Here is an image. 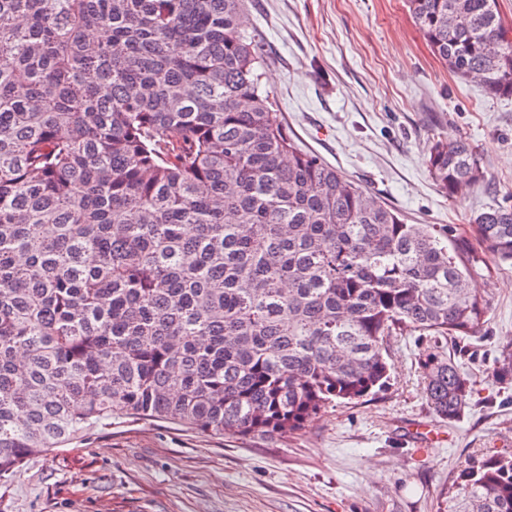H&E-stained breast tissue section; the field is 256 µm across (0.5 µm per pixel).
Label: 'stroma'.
<instances>
[{
	"instance_id": "stroma-1",
	"label": "stroma",
	"mask_w": 512,
	"mask_h": 512,
	"mask_svg": "<svg viewBox=\"0 0 512 512\" xmlns=\"http://www.w3.org/2000/svg\"><path fill=\"white\" fill-rule=\"evenodd\" d=\"M246 15L263 46L261 87L289 134L407 223L462 231L473 212L512 199V97L451 75L405 0H246ZM439 134L474 146L490 187L439 193L427 166ZM486 263L476 282L492 313L460 360L474 389L460 420L438 421L427 405L425 341L389 336L386 387L302 431L222 437L116 419L0 482V512H444L464 464L512 452V381L492 375L512 344V262ZM420 425L445 442L418 453Z\"/></svg>"
}]
</instances>
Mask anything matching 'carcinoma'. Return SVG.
Segmentation results:
<instances>
[{
  "mask_svg": "<svg viewBox=\"0 0 512 512\" xmlns=\"http://www.w3.org/2000/svg\"><path fill=\"white\" fill-rule=\"evenodd\" d=\"M242 2L0 0V481L114 419L297 433L386 386L394 332L429 342L435 417L463 416L512 203L450 245L301 148ZM406 5L451 73L512 97L497 0ZM427 163L450 199L485 181L461 137ZM448 512H512V455L464 466Z\"/></svg>",
  "mask_w": 512,
  "mask_h": 512,
  "instance_id": "obj_1",
  "label": "carcinoma"
}]
</instances>
